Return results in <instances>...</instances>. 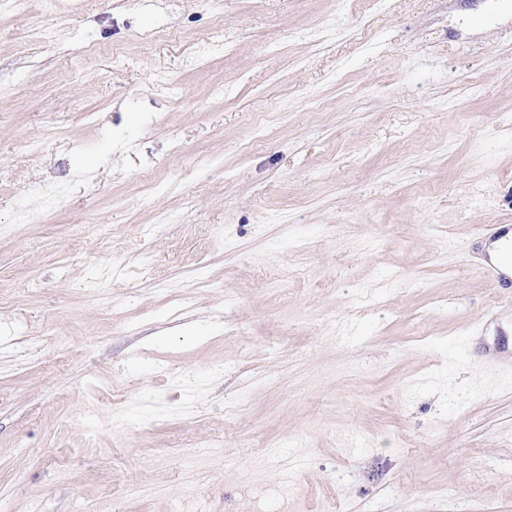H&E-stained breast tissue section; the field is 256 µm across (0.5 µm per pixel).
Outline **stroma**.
Returning a JSON list of instances; mask_svg holds the SVG:
<instances>
[{
  "mask_svg": "<svg viewBox=\"0 0 512 512\" xmlns=\"http://www.w3.org/2000/svg\"><path fill=\"white\" fill-rule=\"evenodd\" d=\"M498 224L512 0H0V512H512Z\"/></svg>",
  "mask_w": 512,
  "mask_h": 512,
  "instance_id": "stroma-1",
  "label": "stroma"
}]
</instances>
